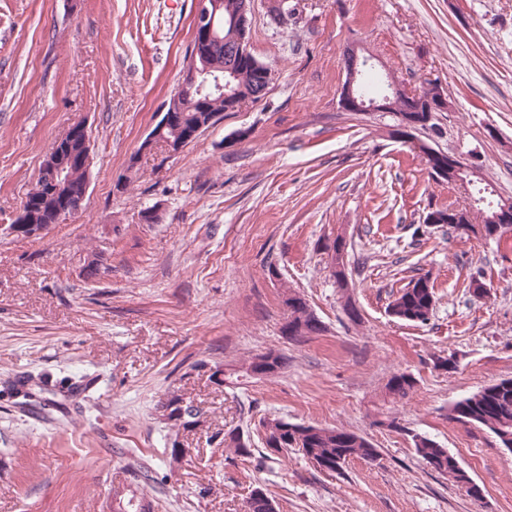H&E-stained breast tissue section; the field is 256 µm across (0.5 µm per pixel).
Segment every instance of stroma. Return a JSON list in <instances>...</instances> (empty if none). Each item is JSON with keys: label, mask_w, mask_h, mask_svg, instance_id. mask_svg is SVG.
I'll return each instance as SVG.
<instances>
[{"label": "stroma", "mask_w": 512, "mask_h": 512, "mask_svg": "<svg viewBox=\"0 0 512 512\" xmlns=\"http://www.w3.org/2000/svg\"><path fill=\"white\" fill-rule=\"evenodd\" d=\"M293 2L285 24L263 0L249 16L265 95L170 157L141 145L184 77L195 0H0V225L68 127L86 126L93 154L75 217L41 238L0 234V512H99L134 495L153 512H244L256 487L278 512H512V454L448 416L512 378V236L426 223L463 204L464 187L432 179L412 142L390 137L394 113L339 105L350 44L409 90L441 87L451 108L423 140L474 153L512 198V0ZM338 237L344 289L327 250ZM475 272L487 298L466 288ZM422 275L428 322L392 317ZM288 288L323 332L283 335ZM268 351L286 357L281 373L238 377ZM402 372L417 386L394 402L386 384ZM83 378L93 388L72 399ZM173 394L207 428L165 420ZM278 417L361 433L381 457L335 473L294 451L230 459L210 440ZM415 433L455 454L481 498L420 460ZM176 441L189 454L173 465Z\"/></svg>", "instance_id": "35a3bbf8"}]
</instances>
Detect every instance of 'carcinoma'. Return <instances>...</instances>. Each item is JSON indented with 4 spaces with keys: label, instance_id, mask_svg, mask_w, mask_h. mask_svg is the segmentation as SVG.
Here are the masks:
<instances>
[{
    "label": "carcinoma",
    "instance_id": "cac0c4a2",
    "mask_svg": "<svg viewBox=\"0 0 512 512\" xmlns=\"http://www.w3.org/2000/svg\"><path fill=\"white\" fill-rule=\"evenodd\" d=\"M256 60L248 54L238 68L236 87L240 89L238 104L255 102L265 95L267 83L256 74V68L250 61ZM172 95L184 104L192 106L187 112L186 124L194 129H207L221 118L227 110L224 101L214 97L209 111L196 112V90L186 82L177 84ZM414 124L408 128L396 124L391 134L404 139H412L416 133L435 127L434 115L425 112H413ZM494 191H483L473 199L470 208H462L456 214L457 221L449 224L453 231L463 226L471 228L473 235L486 241H499L512 234L511 224H488L484 216L497 210L502 201L492 202L488 197ZM288 307V319L282 326L283 335L292 341H299L323 331L321 322L310 309L306 299L296 292H288L284 300ZM435 306L434 284L428 276H420L401 289L390 303V314L402 321L425 323L429 320ZM286 366V358L275 352H266L252 357L245 363L246 373L254 377L275 375ZM417 380L407 373L393 375L386 384V394L392 400L407 398L415 389ZM171 411L168 420L178 423L185 429H194L204 422V412L186 401L180 395H174L169 401ZM451 419L463 425H474L487 429L495 437L512 434V378L502 379L485 386L470 396L456 401L449 409ZM260 435L263 447L275 453L296 451L322 470L336 472L352 459L374 461L379 450L365 436L354 431L338 428H323L312 424L291 423L284 418L264 419L260 422ZM414 453L436 473L448 475L450 457L448 449L440 447L433 439L420 434L412 435ZM224 450L236 457L249 458L254 448L250 437L233 428L224 432L221 440Z\"/></svg>",
    "mask_w": 512,
    "mask_h": 512
}]
</instances>
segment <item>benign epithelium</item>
Segmentation results:
<instances>
[{
	"mask_svg": "<svg viewBox=\"0 0 512 512\" xmlns=\"http://www.w3.org/2000/svg\"><path fill=\"white\" fill-rule=\"evenodd\" d=\"M254 0H240V6L229 17V27L232 30V41L225 47L226 55L235 61L248 52L246 46V32L248 14L251 13ZM266 7L271 16L280 21L295 14L288 7V0H265ZM224 0H197L193 20V43L196 49L190 56L186 76L197 79L198 61L207 58L209 44L221 37L218 29L223 19L222 11ZM346 59V79L341 88L340 106L346 112H445L449 110L450 103L447 95L439 87H430L428 91L433 97H421L418 92L408 91L396 84H391L390 90L378 97H366L361 87L373 70L371 58L361 56L358 47L350 45L344 53ZM235 70L224 68L222 74L211 75L205 81L200 91L207 95L216 94L223 98L225 104L230 106L235 101L234 89L227 78L234 76ZM184 111L179 103L164 104L158 114V121L143 143V149L150 150L156 145L165 147L171 154L182 150L184 143L189 141L193 134L186 133L177 140L166 137L165 131L177 128L179 118L176 113ZM91 163V142L87 129L77 123L69 127L53 144L44 161V174L48 180L46 201L52 203L56 214V223H61L76 214L87 195L89 189V169ZM79 170L83 178L79 182L73 181V171ZM480 168L469 159L454 154L448 155V170L434 175L440 181L465 182L470 175H479ZM52 228L50 224H36L27 216L25 210H20L13 223L0 227L12 236L36 238L45 236Z\"/></svg>",
	"mask_w": 512,
	"mask_h": 512,
	"instance_id": "1",
	"label": "benign epithelium"
}]
</instances>
